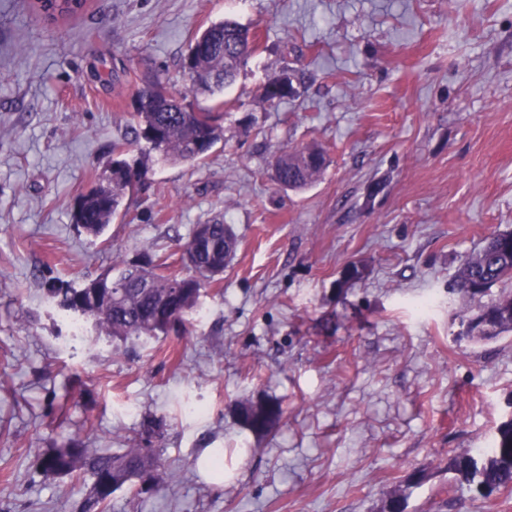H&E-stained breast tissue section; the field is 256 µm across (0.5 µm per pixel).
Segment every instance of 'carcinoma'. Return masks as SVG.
Listing matches in <instances>:
<instances>
[{
  "instance_id": "cac0c4a2",
  "label": "carcinoma",
  "mask_w": 512,
  "mask_h": 512,
  "mask_svg": "<svg viewBox=\"0 0 512 512\" xmlns=\"http://www.w3.org/2000/svg\"><path fill=\"white\" fill-rule=\"evenodd\" d=\"M36 14L45 21L68 16L71 11L54 0L36 3ZM254 51L250 30L231 19L211 23L190 44L187 67L193 85L211 93L230 85L239 68ZM288 93L279 79L269 80L265 100L278 105ZM139 106L130 113L124 142L113 146L117 158L106 167L105 176L82 193L71 215L72 223L87 236L96 238L119 214L125 197L138 188L141 172L120 158L127 145L144 153L155 152L165 161L193 162L224 139L221 116L210 109L194 106L187 96L176 97L158 74L142 78ZM325 166L323 153L314 147H298L275 154L273 179L283 187L302 189L312 184ZM206 235L194 227L184 246L190 255L193 273L174 287L178 273L167 260L144 257L138 262H121L116 268L74 288L64 282L49 285L50 296L64 311L89 317L114 338L127 340L154 336L183 325L184 314L193 309L203 283L224 272L238 248V238L229 224L205 225ZM512 231L498 232L460 263L454 288L470 304L481 300L491 288L505 281L512 283ZM460 335L489 341L512 334V289L502 290L477 312L464 308L456 313ZM157 441L161 425L147 420L128 448L111 454H94L76 444L50 449L41 459L43 467L56 475L87 473L92 484L79 505V512H103L112 493L133 479L158 488L161 473L157 449L144 451L143 436ZM455 491L488 499L512 491V418L501 423L487 450L463 449L448 458Z\"/></svg>"
}]
</instances>
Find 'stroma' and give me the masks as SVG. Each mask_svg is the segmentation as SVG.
<instances>
[{"mask_svg":"<svg viewBox=\"0 0 512 512\" xmlns=\"http://www.w3.org/2000/svg\"><path fill=\"white\" fill-rule=\"evenodd\" d=\"M229 18L258 37L222 98L191 92L194 34ZM117 70L110 84L97 74ZM222 106L202 160L146 165L99 238L71 222L126 131L144 74ZM294 93L268 106L270 78ZM314 145L323 174L272 178ZM239 245L176 333L118 341L45 291L141 253L179 259L197 224ZM512 230V0H89L37 21L0 0V512H75L89 476L42 471L48 449L109 453L165 428L162 484L105 512H512L457 497L444 466L512 418V336L457 338L462 258ZM278 401L268 433L241 405ZM223 451L224 476L200 462ZM325 166L323 153L314 147H298L275 154L273 179L283 187L302 189L312 184Z\"/></svg>","mask_w":512,"mask_h":512,"instance_id":"1","label":"stroma"}]
</instances>
